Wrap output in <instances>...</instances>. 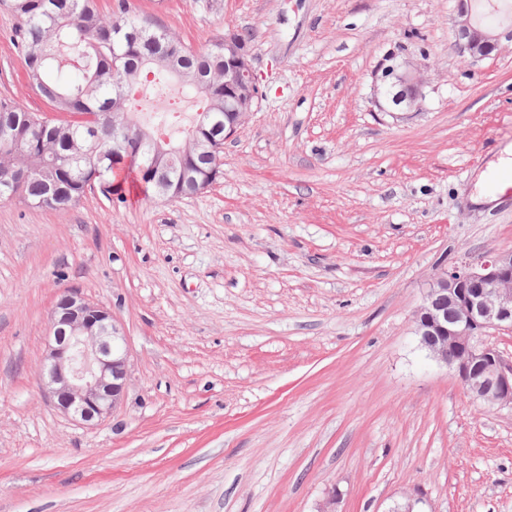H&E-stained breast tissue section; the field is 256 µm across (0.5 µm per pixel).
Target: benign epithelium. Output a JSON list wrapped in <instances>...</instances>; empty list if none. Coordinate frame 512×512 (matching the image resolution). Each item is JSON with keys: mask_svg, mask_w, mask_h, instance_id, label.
<instances>
[{"mask_svg": "<svg viewBox=\"0 0 512 512\" xmlns=\"http://www.w3.org/2000/svg\"><path fill=\"white\" fill-rule=\"evenodd\" d=\"M455 27L459 53L473 62L500 47L512 33H498L459 2ZM224 49V135L237 132L257 106L259 89L246 42L234 31L217 42ZM423 63L405 59L383 68L375 84V102L385 97L403 112L420 110ZM223 141L213 134L197 137L185 152L215 157L221 164ZM182 155L158 150L143 169L161 192L191 184L201 191L213 180H199L193 168L181 164L178 177L169 169ZM491 329L512 333V251L482 257L464 256L439 270L427 283L414 316L421 346L436 362L452 368L466 393L490 407L512 406V363L484 343ZM52 340L41 373L48 376L45 394L56 408L82 422L106 417L122 397L127 381V340L112 313L76 290L58 296L50 315Z\"/></svg>", "mask_w": 512, "mask_h": 512, "instance_id": "7a95c632", "label": "benign epithelium"}]
</instances>
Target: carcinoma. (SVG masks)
<instances>
[{"label": "carcinoma", "instance_id": "obj_1", "mask_svg": "<svg viewBox=\"0 0 512 512\" xmlns=\"http://www.w3.org/2000/svg\"><path fill=\"white\" fill-rule=\"evenodd\" d=\"M0 8L15 17L28 79L52 110L97 117L43 121L0 99V197L64 210L98 181L122 200L112 177L133 166L112 129V113L154 129L136 115L135 93L149 75L171 97L200 100L202 113L224 119V50L192 51L174 33L140 23L127 0L106 13L95 0H0ZM199 125L191 120L159 143L179 148L203 134Z\"/></svg>", "mask_w": 512, "mask_h": 512}]
</instances>
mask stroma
<instances>
[{
  "label": "stroma",
  "mask_w": 512,
  "mask_h": 512,
  "mask_svg": "<svg viewBox=\"0 0 512 512\" xmlns=\"http://www.w3.org/2000/svg\"><path fill=\"white\" fill-rule=\"evenodd\" d=\"M131 3L196 51L237 30L262 96L196 195L0 200V512H512V408L413 330L440 267L512 250V196L475 201L512 147V41L464 62L458 0ZM15 26L0 10V99L46 111ZM406 55L423 108L380 111ZM68 289L128 342L92 426L40 385Z\"/></svg>",
  "instance_id": "stroma-1"
}]
</instances>
